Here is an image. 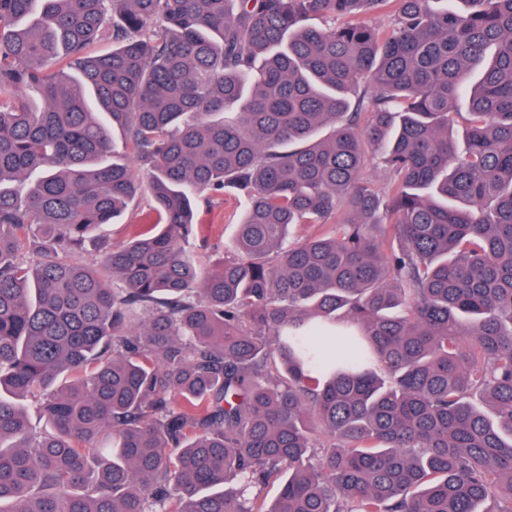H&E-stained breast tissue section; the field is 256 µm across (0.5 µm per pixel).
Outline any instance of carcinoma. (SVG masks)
I'll list each match as a JSON object with an SVG mask.
<instances>
[{
    "label": "carcinoma",
    "mask_w": 512,
    "mask_h": 512,
    "mask_svg": "<svg viewBox=\"0 0 512 512\" xmlns=\"http://www.w3.org/2000/svg\"><path fill=\"white\" fill-rule=\"evenodd\" d=\"M0 512H512V0H0ZM152 201L148 194H142L135 199L128 207L127 211L118 218V224L109 225L104 235L112 243V246H118L126 242L130 237L129 224H135L139 219V214L149 209ZM237 208V201L229 194L199 200L198 219L203 225V234L197 239L196 246L205 263L224 256L225 246L235 236Z\"/></svg>",
    "instance_id": "obj_1"
}]
</instances>
